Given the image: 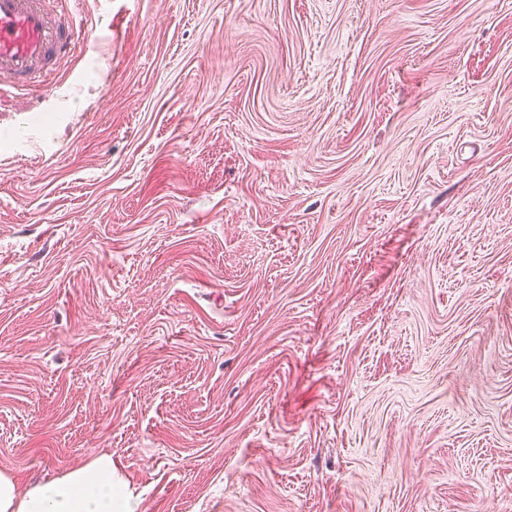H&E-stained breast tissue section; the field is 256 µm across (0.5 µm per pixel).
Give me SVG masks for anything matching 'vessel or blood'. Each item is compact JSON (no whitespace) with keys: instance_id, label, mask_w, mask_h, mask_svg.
<instances>
[{"instance_id":"obj_1","label":"vessel or blood","mask_w":512,"mask_h":512,"mask_svg":"<svg viewBox=\"0 0 512 512\" xmlns=\"http://www.w3.org/2000/svg\"><path fill=\"white\" fill-rule=\"evenodd\" d=\"M52 0H0V89L19 95L54 90L51 75L97 39L82 30L71 10Z\"/></svg>"}]
</instances>
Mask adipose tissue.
<instances>
[{
    "instance_id": "ef3b65f1",
    "label": "adipose tissue",
    "mask_w": 512,
    "mask_h": 512,
    "mask_svg": "<svg viewBox=\"0 0 512 512\" xmlns=\"http://www.w3.org/2000/svg\"><path fill=\"white\" fill-rule=\"evenodd\" d=\"M0 512H137L102 455L54 479L18 490L0 473Z\"/></svg>"
}]
</instances>
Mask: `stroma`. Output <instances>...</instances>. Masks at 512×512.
<instances>
[{"instance_id": "1", "label": "stroma", "mask_w": 512, "mask_h": 512, "mask_svg": "<svg viewBox=\"0 0 512 512\" xmlns=\"http://www.w3.org/2000/svg\"><path fill=\"white\" fill-rule=\"evenodd\" d=\"M75 9L0 95V472L512 512V0Z\"/></svg>"}]
</instances>
